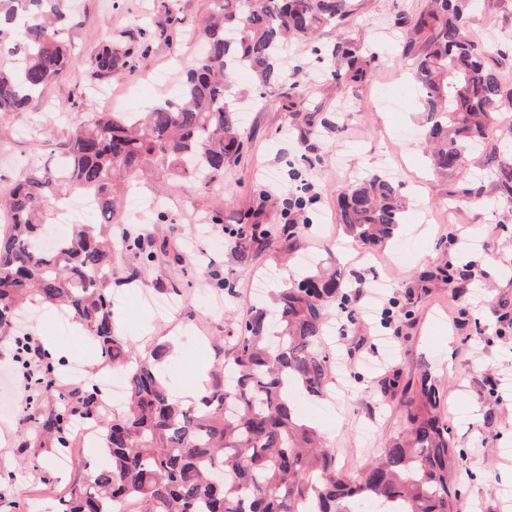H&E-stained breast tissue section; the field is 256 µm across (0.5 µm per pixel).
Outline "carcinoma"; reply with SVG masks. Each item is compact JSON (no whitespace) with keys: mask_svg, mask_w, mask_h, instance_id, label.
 <instances>
[{"mask_svg":"<svg viewBox=\"0 0 512 512\" xmlns=\"http://www.w3.org/2000/svg\"><path fill=\"white\" fill-rule=\"evenodd\" d=\"M479 0H430L409 23L424 36L413 73L426 137L428 167L446 177L459 155L483 143L496 115L512 100L488 48L467 36ZM354 0H213L204 22L205 49L183 79L177 99L132 115L84 105L66 150L42 165L19 167L0 224V326L28 301L73 314L100 354L121 373L125 400L109 414L88 390L59 395L37 419L29 444L67 443V419L77 414L102 427L101 466L89 467L61 499V512H460L450 474L463 461L439 413L440 394L428 374L420 392L402 390L405 425L357 475L336 468V450L322 446L319 429L301 422L295 394L321 397L336 355L325 343L326 307L349 314L350 279L310 271L278 289L276 309H255L237 323L228 360L196 406L175 398L162 371V351L139 352L112 320V225L119 198L154 174L210 186L239 151L241 118L231 78L251 73L264 87L280 80L289 42L340 24ZM76 0H0V52L16 56L0 66V114L15 112L73 65L65 41ZM98 69L136 70L132 51L112 44L94 54ZM489 176L512 200V153L498 152ZM74 196L92 199L96 220L68 224L44 246L48 215ZM338 219L366 250L387 245L402 224L400 186L375 174L338 193ZM298 224L257 228L235 240L246 260L259 239ZM54 359L43 353L35 386L54 390Z\"/></svg>","mask_w":512,"mask_h":512,"instance_id":"obj_1","label":"carcinoma"}]
</instances>
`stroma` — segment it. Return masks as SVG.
I'll return each mask as SVG.
<instances>
[{"label":"stroma","instance_id":"1","mask_svg":"<svg viewBox=\"0 0 512 512\" xmlns=\"http://www.w3.org/2000/svg\"><path fill=\"white\" fill-rule=\"evenodd\" d=\"M352 17L321 31L315 45L292 42L283 77L266 88L243 74L233 84L244 109L243 149L226 163L211 189L191 179L143 180L127 201L122 231L142 252L116 249L109 288L121 333L140 350L166 347L175 391L208 386L214 340L234 335L237 321L297 278L298 259L336 264L352 276L348 324L330 311L328 347L338 353L334 379L320 398L299 397L303 419L335 449L337 468L356 473L403 428L404 410L384 382L399 376L417 385L430 372L442 398L441 415L466 460L454 480L461 512H512V333L498 317L512 313V202L481 176L493 153L512 150V106L499 114L483 150L466 153L458 172L431 175L423 150V117L409 71L420 41H407L405 23L428 0H355ZM80 23L67 34L75 65L48 83L21 112L0 115V197L20 165L37 164L63 143L81 119L80 104L109 112H140L175 97L186 66L202 48L198 22L211 0H79ZM475 24L488 59L512 88V0H483ZM139 50L129 76L96 72L93 54L104 42ZM356 48L361 78L346 75L339 43ZM394 171L409 201L405 221L386 248L366 253L337 219L339 187ZM305 225L300 243L279 235L238 258L234 233L277 224L282 211ZM208 225L199 226V217ZM496 233L474 252L450 244L446 231ZM152 261L140 276L144 255ZM467 267L489 298L474 308L463 284L444 282L447 265ZM469 309L464 326L448 315L450 295ZM389 308L399 334L381 324L372 302ZM27 334L58 350L63 391L97 385L109 401L115 373L93 341L55 310L34 308ZM16 329L0 327V512H59L62 492L83 462L100 464L98 436L73 451L26 449L32 426L57 395L26 401L8 376Z\"/></svg>","mask_w":512,"mask_h":512}]
</instances>
